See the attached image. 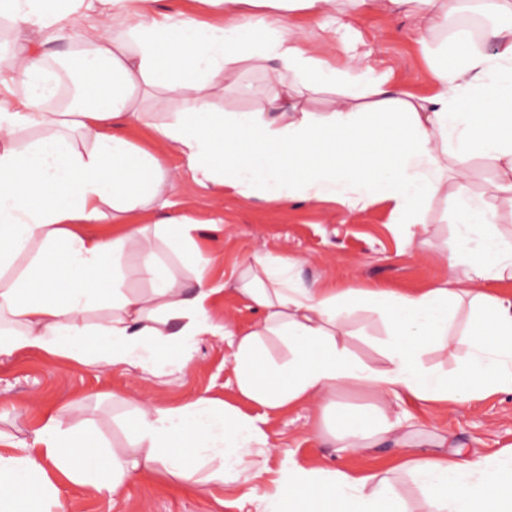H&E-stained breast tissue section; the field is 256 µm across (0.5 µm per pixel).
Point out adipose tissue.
Here are the masks:
<instances>
[{
	"label": "adipose tissue",
	"mask_w": 512,
	"mask_h": 512,
	"mask_svg": "<svg viewBox=\"0 0 512 512\" xmlns=\"http://www.w3.org/2000/svg\"><path fill=\"white\" fill-rule=\"evenodd\" d=\"M223 15L215 24L160 0H0L31 39L0 55V355L34 348L92 365H126L152 374L181 370L201 336H224L239 397L260 416L199 397L175 407L134 409L135 440L107 447L88 425L43 417L31 442L0 446V512H69L63 482L119 492L135 474L156 471L191 481L220 457L209 480L224 489L271 473L253 489V512H512V452L496 457L412 458L404 467L421 488L412 505L379 473L353 475L307 465L274 450L265 416L320 399L322 433L337 452L373 448L399 423L381 407L338 410L336 394L358 385L385 396L445 404L512 394V294L475 292L477 319L462 333L466 361L447 373L426 353L448 351V312L462 297L437 286L416 293L303 282L298 262L254 255L235 291L257 321L244 330L216 322L211 297L224 290L201 271L196 224L169 216L136 224L163 203L170 185L160 156L130 136L149 124L156 142L179 149L197 183L273 204L331 202L354 213L386 201L399 224L419 223L436 196L451 194L460 226L447 260L478 277L512 281V243L492 231L494 213L470 194L469 163L491 161L492 193L512 202V25L495 31L487 54L464 37L434 50L430 96L402 91L362 58L332 66L301 43L297 12L325 20L368 9L399 10L426 32L443 29L461 0H197ZM86 16L73 54L47 53ZM82 81L57 106L63 73ZM264 83L252 110L229 112L224 99L242 72ZM178 107L166 121L153 110ZM34 128L31 141L18 138ZM111 223L108 234L91 224ZM166 246L195 270L192 281L163 261ZM136 255L144 291L130 292L118 260ZM362 304L382 318L384 367L364 363L342 341ZM102 310L97 323L87 316ZM277 338L282 358L265 341Z\"/></svg>",
	"instance_id": "adipose-tissue-1"
}]
</instances>
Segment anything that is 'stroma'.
<instances>
[{
  "mask_svg": "<svg viewBox=\"0 0 512 512\" xmlns=\"http://www.w3.org/2000/svg\"><path fill=\"white\" fill-rule=\"evenodd\" d=\"M348 23L351 32L342 41L308 16L291 21L296 37L336 67H346L355 49L404 90L418 95L436 92L420 41L426 37L439 44L444 32L425 34L417 19L402 12L369 10L349 17ZM162 160L172 180L168 211L200 224L199 243L212 279L231 278L255 254L270 252L298 259L300 276L308 283L402 292L447 284L489 294L512 293V281L471 280L466 266L449 268L446 256L459 227L444 197L434 198L420 224L410 228L395 223L386 202L348 213L334 203L273 205L245 200L197 184L176 149H163ZM347 329L350 349L367 364L382 365L377 342L385 328L379 316L356 311ZM229 354L223 337L202 336L188 367L164 375L127 366L85 365L32 350L0 356V433L30 441L36 419L57 413L68 423L93 426L107 444H127L133 409L140 401L176 406L206 396L237 403ZM336 399L352 407L384 404L389 416L402 418V429L410 434L408 446L387 440L367 451L337 455L316 433L319 404L314 401L269 415L267 428L279 448L270 457L271 469L280 467V451L287 448L297 459L315 464L384 473L397 493L414 503L421 491L399 467L408 457L437 455L443 440L476 457L494 456L512 445V395L438 407L392 397L381 400L367 389L349 385ZM63 492L72 512H247L239 502L240 490L221 493L203 482L186 486L162 473L133 477L116 495L73 484L65 485Z\"/></svg>",
  "mask_w": 512,
  "mask_h": 512,
  "instance_id": "stroma-1",
  "label": "stroma"
}]
</instances>
